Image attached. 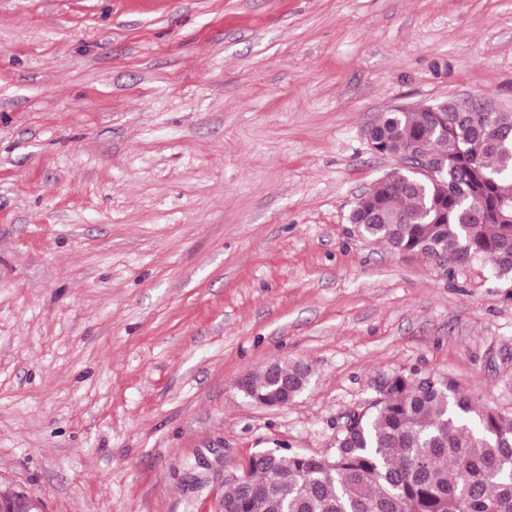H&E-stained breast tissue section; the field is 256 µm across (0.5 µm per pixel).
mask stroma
<instances>
[{
  "label": "stroma",
  "mask_w": 512,
  "mask_h": 512,
  "mask_svg": "<svg viewBox=\"0 0 512 512\" xmlns=\"http://www.w3.org/2000/svg\"><path fill=\"white\" fill-rule=\"evenodd\" d=\"M512 112V0H0V485L45 512H219L331 454L388 376L512 418V299L361 240L393 109ZM300 359L283 408L237 386Z\"/></svg>",
  "instance_id": "1"
}]
</instances>
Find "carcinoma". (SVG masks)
Listing matches in <instances>:
<instances>
[{"label": "carcinoma", "instance_id": "carcinoma-1", "mask_svg": "<svg viewBox=\"0 0 512 512\" xmlns=\"http://www.w3.org/2000/svg\"><path fill=\"white\" fill-rule=\"evenodd\" d=\"M468 112H388L377 129L381 154L421 143L448 160V183L419 174L376 181L350 215L357 234L452 266L487 262L512 298V135ZM302 361L242 378L254 400L275 402L280 386L299 396L311 384ZM247 484H224V512H512V419L477 406L446 376L395 374L348 417L331 456L302 453L249 461Z\"/></svg>", "mask_w": 512, "mask_h": 512}]
</instances>
